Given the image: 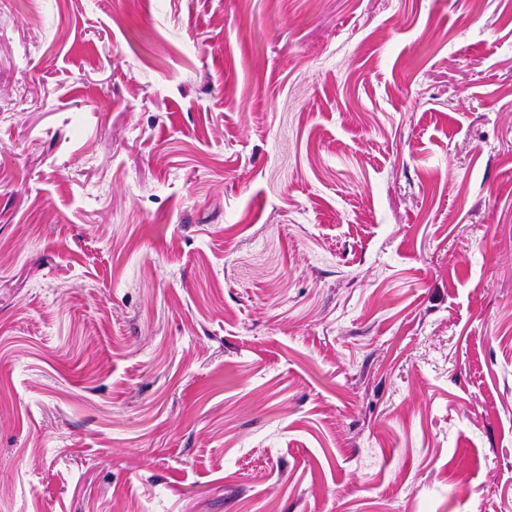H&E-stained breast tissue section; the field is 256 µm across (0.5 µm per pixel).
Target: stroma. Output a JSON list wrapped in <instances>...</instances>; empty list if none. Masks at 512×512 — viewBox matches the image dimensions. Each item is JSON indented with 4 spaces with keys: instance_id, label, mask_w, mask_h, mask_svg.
<instances>
[{
    "instance_id": "35a3bbf8",
    "label": "stroma",
    "mask_w": 512,
    "mask_h": 512,
    "mask_svg": "<svg viewBox=\"0 0 512 512\" xmlns=\"http://www.w3.org/2000/svg\"><path fill=\"white\" fill-rule=\"evenodd\" d=\"M0 512H512V0H0Z\"/></svg>"
}]
</instances>
